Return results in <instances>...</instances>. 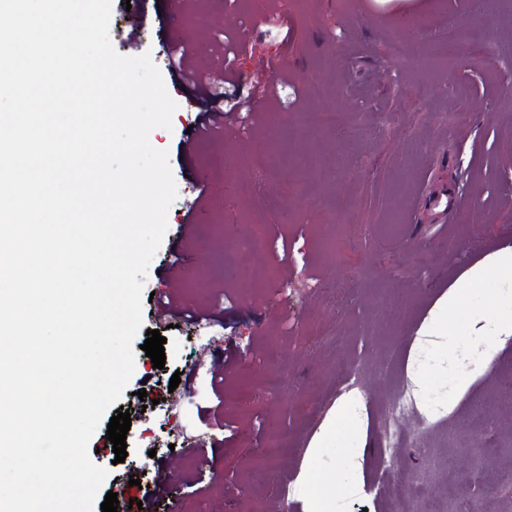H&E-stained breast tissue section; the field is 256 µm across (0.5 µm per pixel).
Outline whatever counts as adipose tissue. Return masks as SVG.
<instances>
[{"label":"adipose tissue","mask_w":512,"mask_h":512,"mask_svg":"<svg viewBox=\"0 0 512 512\" xmlns=\"http://www.w3.org/2000/svg\"><path fill=\"white\" fill-rule=\"evenodd\" d=\"M476 288L490 289L493 306L471 311L470 326L494 339L512 337V246L495 251L487 261L474 264L448 289L435 311V320L452 324L467 297Z\"/></svg>","instance_id":"ef3b65f1"}]
</instances>
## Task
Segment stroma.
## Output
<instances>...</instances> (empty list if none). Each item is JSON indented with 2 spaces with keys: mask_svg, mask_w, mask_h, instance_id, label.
Listing matches in <instances>:
<instances>
[{
  "mask_svg": "<svg viewBox=\"0 0 512 512\" xmlns=\"http://www.w3.org/2000/svg\"><path fill=\"white\" fill-rule=\"evenodd\" d=\"M496 25L481 48L449 60L430 33L470 21V0H113L110 40L123 55L150 53L178 108L152 145L169 152L178 196L148 267L144 333L120 404L128 409V455L115 463L99 426L88 450L109 469L105 490L141 512H304L295 494L302 472L336 475V512H512V338L493 341L458 316L452 351L421 335L436 303L470 266L512 245V14L492 7ZM247 34L250 48L225 71L222 46ZM189 50L188 69L210 77L231 117L223 141L185 150L202 104L170 65L171 48ZM397 49L388 60L389 49ZM337 112L341 132L323 127ZM282 131L294 163L274 166L265 146ZM239 157L224 167L225 149ZM341 167L322 177L327 157ZM259 189L186 230L202 207L200 179ZM453 185L465 209H433ZM253 239L261 250L243 249ZM185 264H177L178 253ZM239 270L224 276L225 262ZM171 294L170 311L149 303ZM205 312L224 338L197 343L180 308ZM165 337V366L153 367L146 330ZM484 363L492 378L474 374ZM279 372L268 392V368ZM360 368L357 420L337 416L342 376ZM177 388H170L173 374ZM249 380L254 406L217 402ZM145 397H138V390ZM410 393L416 405L394 410ZM203 432L185 447L170 418ZM336 438L309 450L327 423ZM287 431V450L268 471L259 464L267 427ZM359 463L360 493L345 484ZM139 486H132L130 478ZM483 488L471 495L463 483Z\"/></svg>",
  "mask_w": 512,
  "mask_h": 512,
  "instance_id": "1",
  "label": "stroma"
}]
</instances>
